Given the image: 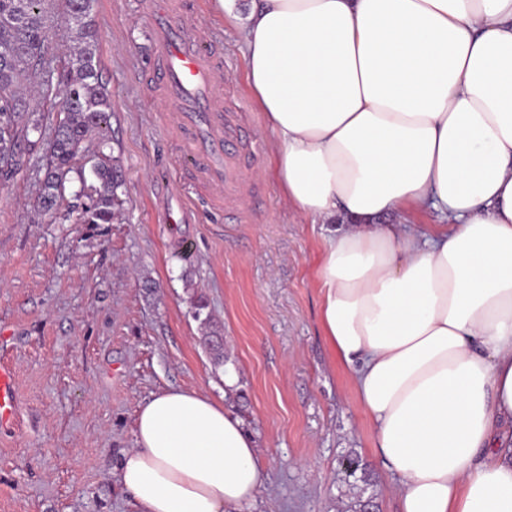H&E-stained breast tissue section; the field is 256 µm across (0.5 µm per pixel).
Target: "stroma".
I'll return each instance as SVG.
<instances>
[{
    "label": "stroma",
    "instance_id": "obj_1",
    "mask_svg": "<svg viewBox=\"0 0 512 512\" xmlns=\"http://www.w3.org/2000/svg\"><path fill=\"white\" fill-rule=\"evenodd\" d=\"M191 2L224 59V109L253 132V217L234 223L180 173L142 0H96L120 204L110 224L51 223L38 214L35 169L0 181V361L17 393L15 419L0 426V512H134L118 462L135 445L140 404L169 388L208 394L255 440L266 482L248 512H354L368 496L378 512H398L351 372L321 323L316 268L338 227L297 217L265 176L272 135L240 28L215 0ZM171 207L188 223H165ZM199 300L223 363L203 343Z\"/></svg>",
    "mask_w": 512,
    "mask_h": 512
}]
</instances>
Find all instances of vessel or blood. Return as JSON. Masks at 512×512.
<instances>
[{
	"instance_id": "vessel-or-blood-1",
	"label": "vessel or blood",
	"mask_w": 512,
	"mask_h": 512,
	"mask_svg": "<svg viewBox=\"0 0 512 512\" xmlns=\"http://www.w3.org/2000/svg\"><path fill=\"white\" fill-rule=\"evenodd\" d=\"M144 13L152 21L151 37L161 52L162 79L158 96L179 115L183 137L182 169L210 188L217 199L239 207L240 222L250 210L243 202L250 182L243 153L250 147L239 113L225 111L217 87L223 66L210 40L192 34L193 11L188 0H145ZM14 413V375L0 365V425Z\"/></svg>"
}]
</instances>
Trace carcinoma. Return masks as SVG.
<instances>
[{"label":"carcinoma","mask_w":512,"mask_h":512,"mask_svg":"<svg viewBox=\"0 0 512 512\" xmlns=\"http://www.w3.org/2000/svg\"><path fill=\"white\" fill-rule=\"evenodd\" d=\"M93 0H64L61 16L53 0H0V43L12 47L0 59V178L28 168L42 154L40 207L50 220L74 218L77 224H110L115 218L119 170L112 167V139L106 133L111 94L100 73ZM64 21L75 46L51 51L48 31ZM60 115L46 127L44 108ZM97 136L88 168L75 166L84 144ZM76 174L81 190L65 198L67 177Z\"/></svg>","instance_id":"1"}]
</instances>
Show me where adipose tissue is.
<instances>
[{"instance_id": "obj_1", "label": "adipose tissue", "mask_w": 512, "mask_h": 512, "mask_svg": "<svg viewBox=\"0 0 512 512\" xmlns=\"http://www.w3.org/2000/svg\"><path fill=\"white\" fill-rule=\"evenodd\" d=\"M218 2L242 18L270 176L298 217L347 221L321 322L400 512H512V0ZM429 208L443 223H411ZM134 438L137 512H245L264 488L203 392L153 395Z\"/></svg>"}]
</instances>
